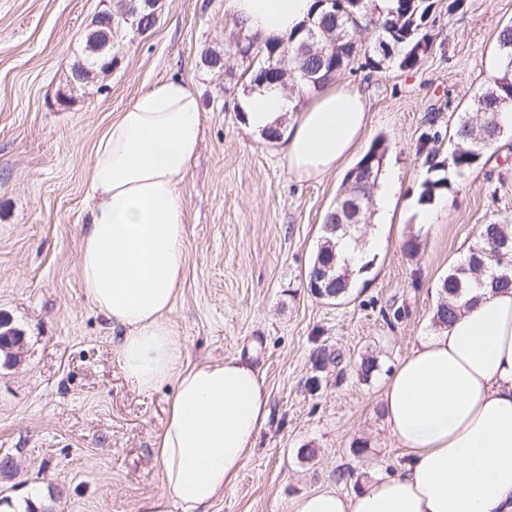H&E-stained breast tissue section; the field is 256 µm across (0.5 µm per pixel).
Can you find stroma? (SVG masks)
<instances>
[{
	"instance_id": "stroma-1",
	"label": "stroma",
	"mask_w": 512,
	"mask_h": 512,
	"mask_svg": "<svg viewBox=\"0 0 512 512\" xmlns=\"http://www.w3.org/2000/svg\"><path fill=\"white\" fill-rule=\"evenodd\" d=\"M224 4L160 0L155 27L73 90L69 76L102 0H0V316L24 336L17 363L0 364V455L14 462L0 475V512L34 495L51 512H136L160 490L152 448L174 386L141 392L126 377L78 261L94 145L137 94L173 76L201 93L202 142L182 187L184 279L170 315L186 359L250 357L269 395L256 446L213 512H292L302 494L349 493L373 470L399 473L383 380L434 328L439 283L479 226L512 225V137L431 205L434 230L415 224L427 176L420 147L438 137V160L450 158L448 128L490 79L485 61L512 24V0H463L455 15L440 14L413 69L356 61L336 76L367 96L364 141L384 139V169L397 175L385 242L338 303L312 294L307 273L323 215L355 161L318 182L297 180L279 144L240 122L248 62ZM207 50L223 68L203 62ZM415 234L410 256L404 244ZM319 346L340 351L342 367L315 371ZM365 353L379 363L367 380L354 368ZM360 443L367 450L358 455Z\"/></svg>"
}]
</instances>
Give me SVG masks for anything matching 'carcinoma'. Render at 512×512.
Instances as JSON below:
<instances>
[{"label": "carcinoma", "instance_id": "carcinoma-1", "mask_svg": "<svg viewBox=\"0 0 512 512\" xmlns=\"http://www.w3.org/2000/svg\"><path fill=\"white\" fill-rule=\"evenodd\" d=\"M437 0H395L394 6L383 10L376 0H346L344 5L332 8L320 6V12L312 25L317 40L336 49V66L321 54L305 51L303 46L308 36L288 42V47L266 46L256 36H247L236 42L235 47L254 65L247 68L246 84L252 88L264 82L268 85L288 86L290 92L303 96L306 92L321 88L326 82L345 70L356 56L363 55L365 66L381 68L382 56L377 50L362 49L358 33L369 27L378 31V39L387 40L395 48L393 60L400 68L415 67L421 57L420 45L430 46L431 30L436 23ZM130 32L110 27L103 18L95 16L86 41L123 44ZM497 53L501 67L487 87L474 101L475 115H462L452 126L450 138L455 144L450 167L435 161L438 149L430 148L426 154L429 163L428 177L421 184L419 202L430 205L449 186L448 169L458 176L479 164L491 144L500 141L494 137L493 118L497 113H512V25H504L497 34ZM106 54L83 56L73 72L92 74L97 70L107 71ZM384 140L376 139L358 165L372 169L373 178H378L385 159ZM347 189H342L335 202L328 208L321 224V236L313 260L333 264L336 280L330 285L336 300L346 298L355 285V270L339 249L343 239L350 237L353 229L345 223L344 202ZM336 225V232L328 231ZM486 286L493 290L512 289V234L504 231L501 224H485L478 233V241L470 248L465 264L448 272L440 283L441 299L433 318L448 324L457 317V300L468 289ZM23 336L11 326L0 331V345L9 349L7 361H17L15 350L20 348ZM313 363L323 369L328 365L339 366L343 354L325 346L315 349Z\"/></svg>", "mask_w": 512, "mask_h": 512}]
</instances>
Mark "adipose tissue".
Segmentation results:
<instances>
[{
  "label": "adipose tissue",
  "mask_w": 512,
  "mask_h": 512,
  "mask_svg": "<svg viewBox=\"0 0 512 512\" xmlns=\"http://www.w3.org/2000/svg\"><path fill=\"white\" fill-rule=\"evenodd\" d=\"M248 35L300 37L315 0H226ZM245 126L277 134L288 172L332 174L367 134L365 94L333 83L294 110L282 88L241 102ZM203 135L202 104L178 77L141 92L99 137L89 170L80 276L120 335L116 351L140 391L173 383L153 454L162 490L137 512H212L242 470L269 415L258 371L242 357L187 365L170 314L184 273L182 185ZM381 402L405 458L350 493L316 490L293 512H512V290H481L452 323L420 336L387 377Z\"/></svg>",
  "instance_id": "ef3b65f1"
}]
</instances>
